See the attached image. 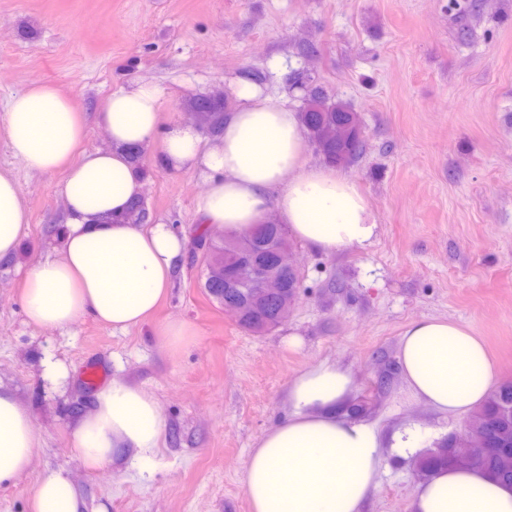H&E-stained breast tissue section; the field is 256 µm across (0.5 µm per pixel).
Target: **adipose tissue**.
Here are the masks:
<instances>
[{"label":"adipose tissue","mask_w":512,"mask_h":512,"mask_svg":"<svg viewBox=\"0 0 512 512\" xmlns=\"http://www.w3.org/2000/svg\"><path fill=\"white\" fill-rule=\"evenodd\" d=\"M238 101L211 145L193 121L164 120V91L138 80L112 92L97 123L110 138L105 149L78 152L86 126L60 88L32 84L0 107V135L15 160L34 174L64 171L60 245L17 267L28 324L65 329L88 316L125 333L143 325L167 292L187 239L170 224L119 222L143 195L144 179L128 156L132 147H158L175 171L200 173L207 190L195 202L203 226L237 234L256 224H284L297 240L330 255L365 246L377 226L357 184L331 168L309 164L298 112L257 85L241 81ZM29 221L24 193L0 168V261L13 260ZM412 400L448 416L479 407L500 369L481 337L465 324L437 317L410 322L395 354ZM355 391L351 371L331 361L300 372L287 406L250 448L245 492L252 512H362L377 487L387 450L420 447L409 424L384 438L372 424L349 416ZM166 427L149 389L118 379L95 394L71 427L74 448L96 469L121 451L131 467L159 453ZM38 437L14 393L0 386V485L32 466ZM410 512H512V487L479 468L443 467L414 488ZM32 512H81L77 489L64 469L46 472Z\"/></svg>","instance_id":"ef3b65f1"}]
</instances>
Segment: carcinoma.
<instances>
[{
  "instance_id": "1",
  "label": "carcinoma",
  "mask_w": 512,
  "mask_h": 512,
  "mask_svg": "<svg viewBox=\"0 0 512 512\" xmlns=\"http://www.w3.org/2000/svg\"><path fill=\"white\" fill-rule=\"evenodd\" d=\"M295 84L304 90L302 106L299 109L301 119L308 136L316 146V151L329 164L334 166L352 162L362 151V122L358 113L341 100H336L322 86L314 83L308 75L295 77ZM227 106L225 93L214 90L205 95L194 96L187 102V109L203 112L211 121V131L216 133L224 118ZM336 126H350L355 137L349 141L329 140L325 132ZM121 220L133 224H145L149 220V210L141 199L133 202ZM289 243L285 225L256 224L251 238L241 240L229 236L225 241L215 242L208 238V231L194 230L191 246L205 250L212 258L210 268L206 270L203 288L205 293L224 303V261L228 254L240 248H251L261 261L273 263L270 247L273 244ZM464 432L480 433L494 440L497 448H506L512 444V380L497 385L485 402L475 409L465 422ZM464 448L462 435L450 434L447 438L427 449L414 461V467L420 477H426L435 469L451 464L452 458ZM480 467L487 474L503 483H512V471H503L498 457L488 452L480 461Z\"/></svg>"
}]
</instances>
